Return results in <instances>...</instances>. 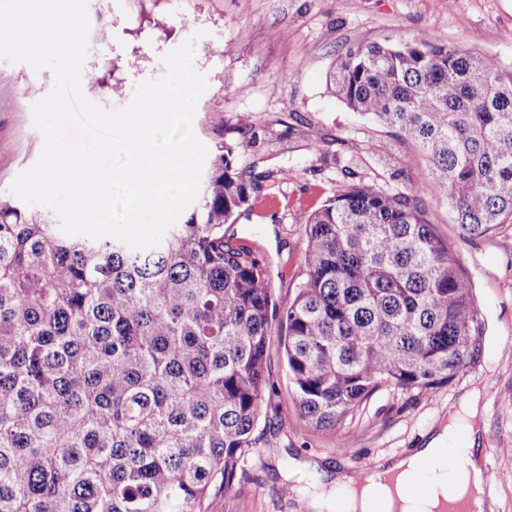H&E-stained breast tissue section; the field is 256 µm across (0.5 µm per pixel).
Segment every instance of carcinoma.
<instances>
[{
  "instance_id": "obj_1",
  "label": "carcinoma",
  "mask_w": 512,
  "mask_h": 512,
  "mask_svg": "<svg viewBox=\"0 0 512 512\" xmlns=\"http://www.w3.org/2000/svg\"><path fill=\"white\" fill-rule=\"evenodd\" d=\"M333 93L414 139L462 238L512 221V70L422 32L341 56ZM239 142L216 148L158 247L68 236L0 198V512H206L264 441L270 321L308 427L381 386L429 391L465 365L479 313L416 200L340 184L306 214L281 309L224 225L250 203Z\"/></svg>"
}]
</instances>
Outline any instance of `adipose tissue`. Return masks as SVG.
I'll return each instance as SVG.
<instances>
[{
	"instance_id": "ef3b65f1",
	"label": "adipose tissue",
	"mask_w": 512,
	"mask_h": 512,
	"mask_svg": "<svg viewBox=\"0 0 512 512\" xmlns=\"http://www.w3.org/2000/svg\"><path fill=\"white\" fill-rule=\"evenodd\" d=\"M448 426L416 452L383 464V473L392 475L393 484L371 482L356 486L352 475H336L329 484L304 492L312 512H437L449 495L467 497L470 490L481 488L484 470L474 457L472 447L447 450L456 433ZM435 464L422 494L413 496L406 488L412 482L422 461Z\"/></svg>"
}]
</instances>
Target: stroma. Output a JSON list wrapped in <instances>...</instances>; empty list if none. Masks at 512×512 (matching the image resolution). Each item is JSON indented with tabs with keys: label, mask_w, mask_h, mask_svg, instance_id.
Here are the masks:
<instances>
[{
	"label": "stroma",
	"mask_w": 512,
	"mask_h": 512,
	"mask_svg": "<svg viewBox=\"0 0 512 512\" xmlns=\"http://www.w3.org/2000/svg\"><path fill=\"white\" fill-rule=\"evenodd\" d=\"M92 27L111 28L90 57L112 62V87H84L109 108L127 105L139 82L164 72L161 57L192 36L208 53L193 129L207 147L234 139L238 117L252 119L238 172L251 183L250 207L224 233L249 248L270 274L278 306L296 295L307 248L303 214L339 183L370 182L389 194L418 198L435 234L451 244L472 287L482 331L470 358L447 385L430 392L384 387L335 428L301 425L284 360L285 329L272 321L267 363L273 394L260 427L264 446L251 454L231 489L209 512H302V490L320 470L347 473L424 447L471 392H479L477 457L492 468L495 512H512V223L499 234L460 239L444 201L430 186L431 167L400 132L349 110L330 93L327 76L350 47L427 31L442 42L512 69V0H90ZM50 70L0 61V194L37 160L42 136L31 106L51 90Z\"/></svg>",
	"instance_id": "obj_1"
}]
</instances>
